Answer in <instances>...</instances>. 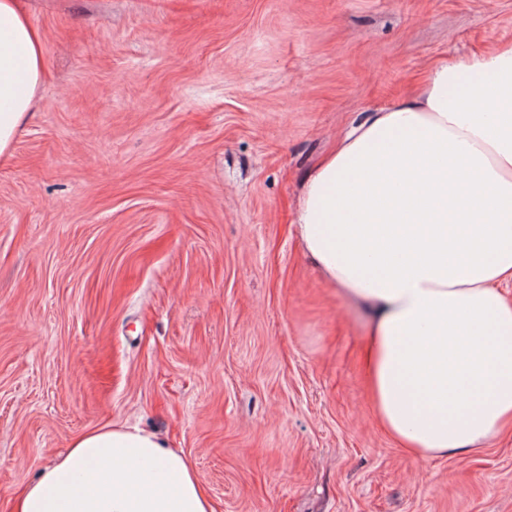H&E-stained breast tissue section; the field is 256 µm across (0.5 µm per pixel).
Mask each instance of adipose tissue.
Returning <instances> with one entry per match:
<instances>
[{"mask_svg": "<svg viewBox=\"0 0 512 512\" xmlns=\"http://www.w3.org/2000/svg\"><path fill=\"white\" fill-rule=\"evenodd\" d=\"M44 74L21 0H0V158ZM369 319L375 420L407 452L465 457L512 421V44L434 64L311 170L293 219ZM13 512H213L183 452L106 425L26 483Z\"/></svg>", "mask_w": 512, "mask_h": 512, "instance_id": "adipose-tissue-1", "label": "adipose tissue"}]
</instances>
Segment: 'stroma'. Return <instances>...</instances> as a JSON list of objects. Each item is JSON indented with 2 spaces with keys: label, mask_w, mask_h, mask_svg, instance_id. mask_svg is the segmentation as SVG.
I'll list each match as a JSON object with an SVG mask.
<instances>
[{
  "label": "stroma",
  "mask_w": 512,
  "mask_h": 512,
  "mask_svg": "<svg viewBox=\"0 0 512 512\" xmlns=\"http://www.w3.org/2000/svg\"><path fill=\"white\" fill-rule=\"evenodd\" d=\"M47 77L0 161V512L105 424L214 512H512V423L415 459L292 225L308 171L512 0H26Z\"/></svg>",
  "instance_id": "stroma-1"
}]
</instances>
